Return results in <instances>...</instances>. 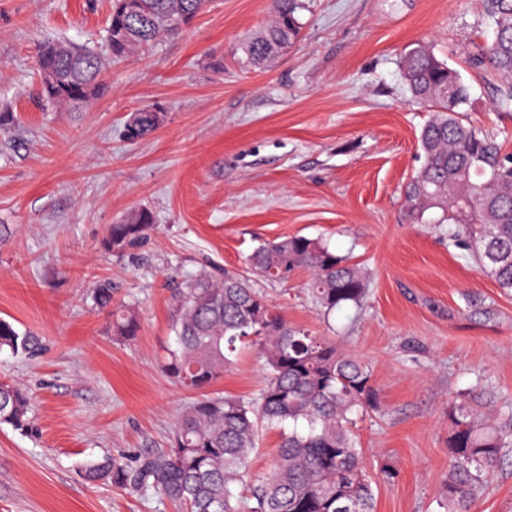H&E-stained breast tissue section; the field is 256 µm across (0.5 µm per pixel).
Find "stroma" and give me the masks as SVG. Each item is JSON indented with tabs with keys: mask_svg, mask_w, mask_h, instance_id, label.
I'll return each mask as SVG.
<instances>
[{
	"mask_svg": "<svg viewBox=\"0 0 512 512\" xmlns=\"http://www.w3.org/2000/svg\"><path fill=\"white\" fill-rule=\"evenodd\" d=\"M111 0H0V317L37 333L34 357L0 353V383L25 390L32 429L0 425V512H176L154 494L94 487L82 465L168 448L195 392L160 363L172 338L169 279L238 270L259 241L320 239L369 274L361 309L324 319L307 276L255 280L289 325L335 335L367 361L382 410L358 423L376 512H437L448 471V409L474 391L512 402V292L448 243V227L405 215L429 117L401 77L400 53L428 43L471 87L466 117L512 151L500 77L472 63L492 38L482 0H306L297 42L253 65L241 44L272 0H209L181 34L147 53L106 55ZM62 41L104 51L102 93L78 111L40 103L36 58ZM160 123L127 140L130 115ZM156 229L119 256L101 242L134 209ZM134 307V340L112 334L99 284ZM251 350L212 392L263 387ZM473 512H512V455Z\"/></svg>",
	"mask_w": 512,
	"mask_h": 512,
	"instance_id": "1",
	"label": "stroma"
}]
</instances>
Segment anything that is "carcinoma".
<instances>
[{"label":"carcinoma","mask_w":512,"mask_h":512,"mask_svg":"<svg viewBox=\"0 0 512 512\" xmlns=\"http://www.w3.org/2000/svg\"><path fill=\"white\" fill-rule=\"evenodd\" d=\"M112 0L107 37L112 56L143 51L173 36L207 0ZM303 0H273L271 21L241 45L262 65L272 51L294 42L301 29ZM493 39L481 62L502 79L497 104L512 107V0H484ZM104 62L96 51L66 42L46 45L38 61L41 98L69 110L90 104L102 88ZM402 78L411 97L429 108L418 136L421 167L405 189L406 213L421 224L432 210L448 223V243L468 251L481 270L505 291L512 290V153L496 137L462 117L470 87L457 71L423 42L402 57ZM157 113L131 114L124 135L136 140L152 132ZM154 230L146 210L112 224L106 251L137 247ZM245 271H207L173 282L170 328L163 370L180 386L201 395L175 423L171 447L133 460L106 458L84 466L87 483L135 492L153 491L181 512H375V478L368 471L355 430L357 419L381 409L373 370L340 350L336 342L288 325L251 276L285 282L298 271L309 275L308 291L325 318L345 307L359 308L368 292V273L330 246L306 236L258 244L244 259ZM118 286L99 285L92 302L112 303ZM113 335L132 340L138 313L120 305L112 311ZM39 338L0 319V352L33 354ZM262 359L265 384L245 400L207 389L233 365L241 350ZM469 393L457 396L448 412V473L437 499L439 512H472L494 469L512 448V421L501 423L474 407ZM28 395L0 384V425H29ZM280 430L270 473L257 479L250 457L262 428ZM248 491L239 496L234 487Z\"/></svg>","instance_id":"1"}]
</instances>
